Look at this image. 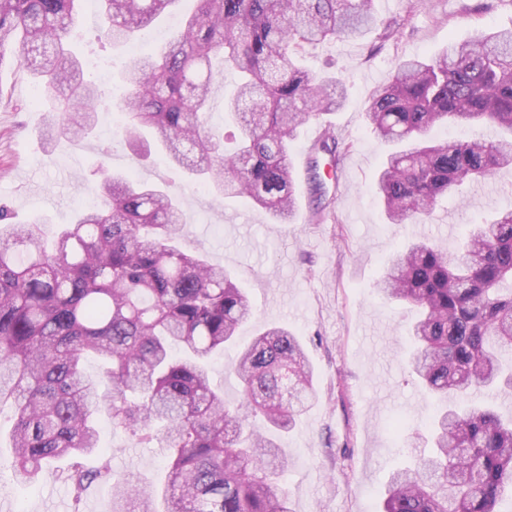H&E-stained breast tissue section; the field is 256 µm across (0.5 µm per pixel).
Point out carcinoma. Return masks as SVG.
<instances>
[{
	"mask_svg": "<svg viewBox=\"0 0 512 512\" xmlns=\"http://www.w3.org/2000/svg\"><path fill=\"white\" fill-rule=\"evenodd\" d=\"M82 0H0V57L8 51L49 97L51 137L79 142L98 123L101 93L84 79L70 48ZM178 0H94L103 35L129 43ZM178 35L129 57L116 108L121 131L152 130L168 164L224 197L265 209L281 224L297 204L289 147L306 122L341 107L340 80L300 65L327 39L383 42L393 23L373 0H194ZM239 76L227 104L240 124L233 152L208 125L212 58ZM389 147L375 192L390 224H421L439 200L470 179L512 166V29L475 30L432 59L400 61L365 112ZM448 124L487 125L492 140L435 141ZM349 145L325 129L314 151L334 163ZM311 191L325 197L318 161ZM103 203L79 212L48 242L39 222L11 224L0 206V409H13L8 434L13 476L39 479L62 457L96 453L100 402L112 428L166 449L169 480L160 505L123 483L112 512H291L281 483L287 455L267 437L289 431L315 398L296 338L269 324L236 353L243 385L232 411L210 383L208 362L235 342L253 315L236 275L183 247L188 224L178 199L132 174L106 177ZM376 290L415 310L409 364L440 407L428 423L430 451L394 472L383 512H499L512 495V418L475 393L512 389V211L471 225L444 253L411 241ZM107 366L99 395L82 360ZM112 469L73 467L82 493Z\"/></svg>",
	"mask_w": 512,
	"mask_h": 512,
	"instance_id": "obj_1",
	"label": "carcinoma"
}]
</instances>
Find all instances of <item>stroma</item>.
I'll return each mask as SVG.
<instances>
[{"instance_id": "stroma-1", "label": "stroma", "mask_w": 512, "mask_h": 512, "mask_svg": "<svg viewBox=\"0 0 512 512\" xmlns=\"http://www.w3.org/2000/svg\"><path fill=\"white\" fill-rule=\"evenodd\" d=\"M393 37L377 53L371 38L340 39L309 50L307 68L331 69L344 80L347 98L335 113L305 124L290 147L299 208L287 224L241 199L216 195L170 168L152 133L127 139L114 102L122 92L127 56L106 41L93 15L82 18L72 41L76 55L110 73L100 85L99 124L81 146L54 141L43 130L44 113L33 84L10 55L0 56V205L14 223L45 219L52 233L73 221L77 210L97 204L94 165L101 149L115 172L169 186L189 224L187 248L238 275L255 316L238 330L246 345L262 327L280 323L298 338L313 368L316 399L296 428L278 435L291 464L283 475L291 512H379L392 472L427 452L424 420L433 401L412 378L409 328L414 313L374 290L398 247L425 236L454 251L470 225L512 210V168L470 188L465 200H449L422 224H388L373 190L384 148L370 134L365 111L377 88L405 58H429L449 40L468 37L474 26L512 27V0H374ZM332 125L351 149L328 184L332 212L320 216L303 163L317 134ZM99 444L113 476L162 486L167 461L157 444H144L98 420ZM10 448H0V501L10 512H111L109 480L91 483L75 497L64 474L47 471L29 486L12 476Z\"/></svg>"}]
</instances>
